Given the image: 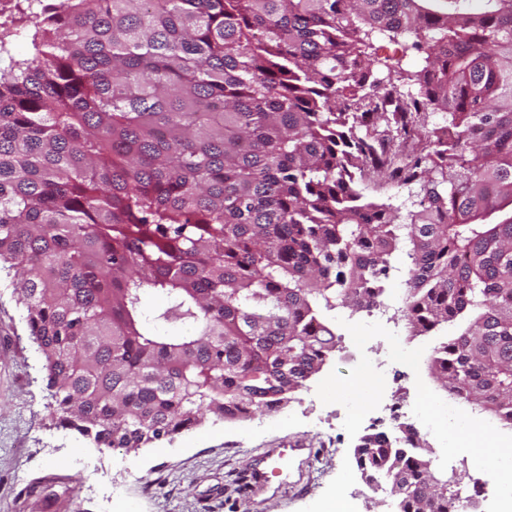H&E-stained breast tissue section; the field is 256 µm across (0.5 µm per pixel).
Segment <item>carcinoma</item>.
<instances>
[{
	"label": "carcinoma",
	"mask_w": 512,
	"mask_h": 512,
	"mask_svg": "<svg viewBox=\"0 0 512 512\" xmlns=\"http://www.w3.org/2000/svg\"><path fill=\"white\" fill-rule=\"evenodd\" d=\"M0 30V264L59 423L137 450L272 411L400 257L439 387L512 423V0H58ZM415 36L420 97L375 77ZM432 109L431 131L412 114ZM373 115L392 127L368 126ZM417 183L420 208L356 173ZM164 297L149 316L142 293ZM354 451L402 512H453L425 440ZM415 38L411 35L404 34L398 36L395 40L389 39L388 36H378L373 40L374 48H376L377 57L381 62L377 66L376 76L383 78L387 76L388 69L385 65L396 66L398 60L402 68L408 73L415 75L424 63V53H418L410 48ZM322 318L325 324L334 332L339 341V346L353 342L349 332L341 326L336 319L342 318L347 322H366L367 312H353L348 308H335L333 310H323Z\"/></svg>",
	"instance_id": "obj_1"
}]
</instances>
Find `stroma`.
Masks as SVG:
<instances>
[{
  "mask_svg": "<svg viewBox=\"0 0 512 512\" xmlns=\"http://www.w3.org/2000/svg\"><path fill=\"white\" fill-rule=\"evenodd\" d=\"M411 35L374 39L385 77L399 64L419 71L424 56ZM18 277L0 269V512H112L113 482H126L133 512H312L316 502L354 497L360 512H399L388 491L369 485L341 426L315 431L306 410L319 384L254 420L207 419L138 451L99 450L59 427L50 407L40 355L17 303ZM300 440L312 462L295 469L277 494L247 498L242 481L254 456Z\"/></svg>",
  "mask_w": 512,
  "mask_h": 512,
  "instance_id": "obj_1",
  "label": "stroma"
}]
</instances>
